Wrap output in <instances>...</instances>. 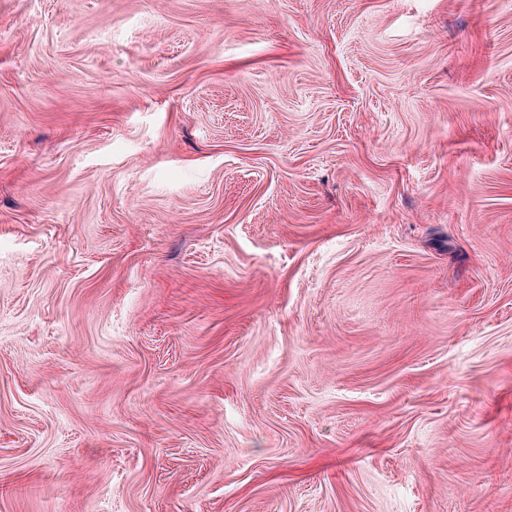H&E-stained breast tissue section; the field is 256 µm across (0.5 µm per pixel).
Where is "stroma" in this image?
I'll list each match as a JSON object with an SVG mask.
<instances>
[{"mask_svg": "<svg viewBox=\"0 0 512 512\" xmlns=\"http://www.w3.org/2000/svg\"><path fill=\"white\" fill-rule=\"evenodd\" d=\"M0 512H512V0H0Z\"/></svg>", "mask_w": 512, "mask_h": 512, "instance_id": "obj_1", "label": "stroma"}]
</instances>
